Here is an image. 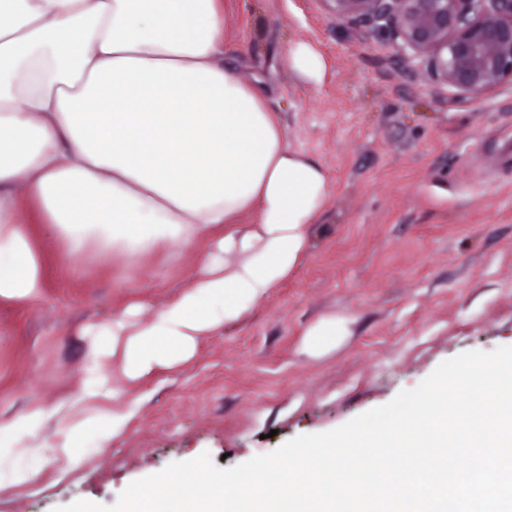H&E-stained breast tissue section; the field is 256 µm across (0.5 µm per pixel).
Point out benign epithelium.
<instances>
[{"label": "benign epithelium", "instance_id": "7a95c632", "mask_svg": "<svg viewBox=\"0 0 512 512\" xmlns=\"http://www.w3.org/2000/svg\"><path fill=\"white\" fill-rule=\"evenodd\" d=\"M336 18L387 32L462 96L512 82V0H325Z\"/></svg>", "mask_w": 512, "mask_h": 512}]
</instances>
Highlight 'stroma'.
<instances>
[{
  "instance_id": "1",
  "label": "stroma",
  "mask_w": 512,
  "mask_h": 512,
  "mask_svg": "<svg viewBox=\"0 0 512 512\" xmlns=\"http://www.w3.org/2000/svg\"><path fill=\"white\" fill-rule=\"evenodd\" d=\"M299 41L324 56L321 82L289 69ZM224 61L264 81L290 145L326 172L311 250L190 363L135 383L115 376L122 401L142 400L127 432L72 472L50 461L0 494V512L110 506L132 481L205 451L231 468L384 405L463 352L512 346V82L459 96L324 0H228ZM199 251L103 263L51 253L39 304L0 302V415L74 393L80 327L131 301L150 318L189 284ZM328 315L350 334L309 356L304 335Z\"/></svg>"
}]
</instances>
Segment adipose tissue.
I'll return each instance as SVG.
<instances>
[{"label":"adipose tissue","mask_w":512,"mask_h":512,"mask_svg":"<svg viewBox=\"0 0 512 512\" xmlns=\"http://www.w3.org/2000/svg\"><path fill=\"white\" fill-rule=\"evenodd\" d=\"M328 197L264 86L225 65L224 0H0V300L38 304L51 249L108 261L207 244L149 320L133 301L82 328L75 398L0 417V492L42 470L18 464L24 441L53 433L74 468L122 435L139 402L113 407L112 364L138 381L246 318L308 254ZM348 333L327 316L303 345Z\"/></svg>","instance_id":"obj_1"}]
</instances>
